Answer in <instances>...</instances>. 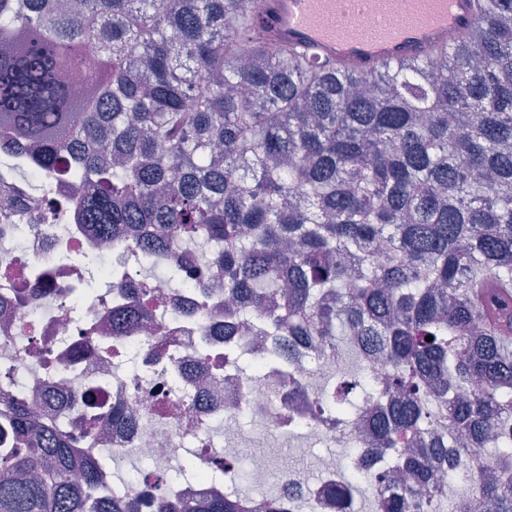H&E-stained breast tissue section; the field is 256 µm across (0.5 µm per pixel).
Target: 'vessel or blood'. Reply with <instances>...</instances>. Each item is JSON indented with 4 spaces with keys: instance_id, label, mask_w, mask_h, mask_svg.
<instances>
[{
    "instance_id": "obj_1",
    "label": "vessel or blood",
    "mask_w": 512,
    "mask_h": 512,
    "mask_svg": "<svg viewBox=\"0 0 512 512\" xmlns=\"http://www.w3.org/2000/svg\"><path fill=\"white\" fill-rule=\"evenodd\" d=\"M252 23L275 45L371 73L452 47L477 14L475 0H263Z\"/></svg>"
}]
</instances>
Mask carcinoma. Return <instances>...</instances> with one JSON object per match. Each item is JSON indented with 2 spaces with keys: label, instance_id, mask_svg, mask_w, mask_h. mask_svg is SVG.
<instances>
[{
  "label": "carcinoma",
  "instance_id": "obj_1",
  "mask_svg": "<svg viewBox=\"0 0 512 512\" xmlns=\"http://www.w3.org/2000/svg\"><path fill=\"white\" fill-rule=\"evenodd\" d=\"M476 2L456 46L364 74L267 54L250 0H0L8 173L47 200L79 184L98 235L183 248L190 279L207 252L230 332L335 359L309 418L371 425L361 452L336 438L351 464L322 506L339 512L363 494L360 456L390 489L367 512H512V0ZM134 305L156 317L149 292ZM0 420V512L134 508L99 491L96 420L80 455L58 416L0 401ZM470 448L488 463L444 480ZM224 476L222 496L151 512H237L248 474L230 458Z\"/></svg>",
  "mask_w": 512,
  "mask_h": 512
}]
</instances>
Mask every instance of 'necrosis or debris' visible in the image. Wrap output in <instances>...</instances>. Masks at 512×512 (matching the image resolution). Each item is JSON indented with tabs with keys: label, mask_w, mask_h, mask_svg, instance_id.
I'll return each mask as SVG.
<instances>
[{
	"label": "necrosis or debris",
	"mask_w": 512,
	"mask_h": 512,
	"mask_svg": "<svg viewBox=\"0 0 512 512\" xmlns=\"http://www.w3.org/2000/svg\"><path fill=\"white\" fill-rule=\"evenodd\" d=\"M96 267L87 265V258ZM26 272L19 299L0 289V387H8L44 414L71 425L86 418L90 395L103 412L123 410V420L99 430L95 446L120 457L169 463L193 458L197 474L162 485L132 480L118 486L112 471L99 474L104 493L204 501L223 493L224 448L215 426L232 431L238 415L287 427L289 413L307 409L312 396L289 397L288 372L269 365L273 341L254 347L244 336L224 337V272L207 254L195 257L209 293L173 288L174 260L144 277L121 242L89 233L76 208L43 214L28 187L0 174V264ZM100 285L86 288L90 276ZM153 288L167 310L161 321L116 328L115 313L137 289ZM254 360L260 376L244 375L237 356Z\"/></svg>",
	"instance_id": "necrosis-or-debris-1"
}]
</instances>
